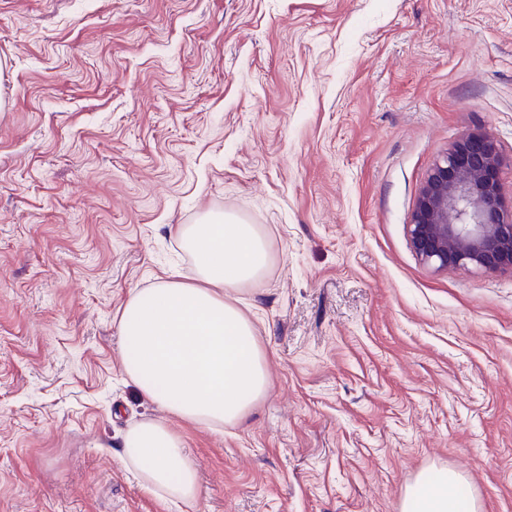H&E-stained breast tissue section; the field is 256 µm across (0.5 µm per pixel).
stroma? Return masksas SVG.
<instances>
[{"mask_svg": "<svg viewBox=\"0 0 512 512\" xmlns=\"http://www.w3.org/2000/svg\"><path fill=\"white\" fill-rule=\"evenodd\" d=\"M0 512H187L117 459L185 440L197 512H400L448 468L512 512V273L407 225L471 130L512 157V0H0ZM234 214L267 390L212 431L123 373L129 295L191 281L175 228Z\"/></svg>", "mask_w": 512, "mask_h": 512, "instance_id": "1", "label": "stroma"}]
</instances>
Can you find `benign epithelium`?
I'll return each mask as SVG.
<instances>
[{"label":"benign epithelium","mask_w":512,"mask_h":512,"mask_svg":"<svg viewBox=\"0 0 512 512\" xmlns=\"http://www.w3.org/2000/svg\"><path fill=\"white\" fill-rule=\"evenodd\" d=\"M504 161L493 137L471 131L434 164L407 224L423 263L444 271L512 272V196L498 179Z\"/></svg>","instance_id":"7a95c632"}]
</instances>
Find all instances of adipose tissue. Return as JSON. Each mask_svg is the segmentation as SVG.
I'll use <instances>...</instances> for the list:
<instances>
[{
    "label": "adipose tissue",
    "instance_id": "ef3b65f1",
    "mask_svg": "<svg viewBox=\"0 0 512 512\" xmlns=\"http://www.w3.org/2000/svg\"><path fill=\"white\" fill-rule=\"evenodd\" d=\"M196 259L194 282L165 280L134 291L121 310L123 369L173 417L214 430L242 421L267 387L252 320L229 291L259 279L271 255L258 225L234 215L177 230ZM118 459L146 490L178 505L197 501V472L181 434L146 418L121 436ZM456 471L416 480L401 512H476L456 494Z\"/></svg>",
    "mask_w": 512,
    "mask_h": 512
}]
</instances>
